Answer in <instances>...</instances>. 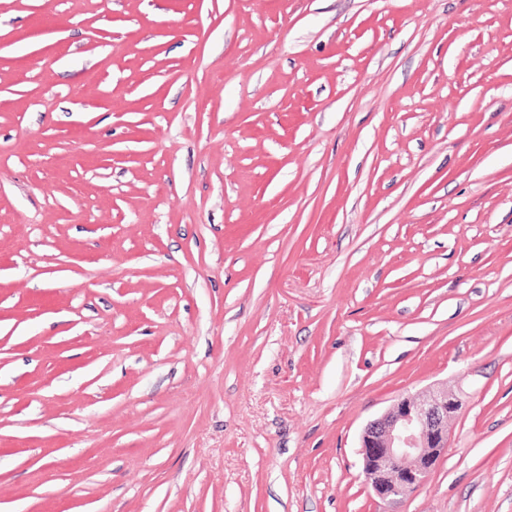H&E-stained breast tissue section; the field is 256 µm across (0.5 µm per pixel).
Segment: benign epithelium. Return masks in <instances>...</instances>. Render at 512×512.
<instances>
[{
	"mask_svg": "<svg viewBox=\"0 0 512 512\" xmlns=\"http://www.w3.org/2000/svg\"><path fill=\"white\" fill-rule=\"evenodd\" d=\"M461 400L439 387L427 398L401 396L361 435L363 474L383 503L397 502L424 487L448 448V420Z\"/></svg>",
	"mask_w": 512,
	"mask_h": 512,
	"instance_id": "7a95c632",
	"label": "benign epithelium"
}]
</instances>
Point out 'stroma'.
<instances>
[{"mask_svg":"<svg viewBox=\"0 0 512 512\" xmlns=\"http://www.w3.org/2000/svg\"><path fill=\"white\" fill-rule=\"evenodd\" d=\"M0 512H512V0H0ZM461 400L448 388L427 398L401 396L361 435L363 474L373 494L391 504L424 487L448 448V420Z\"/></svg>","mask_w":512,"mask_h":512,"instance_id":"stroma-1","label":"stroma"}]
</instances>
